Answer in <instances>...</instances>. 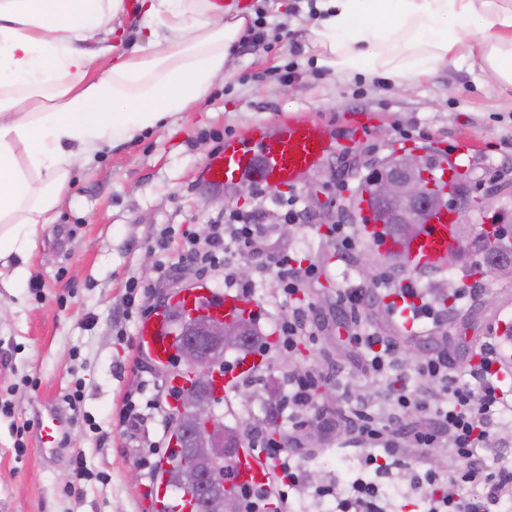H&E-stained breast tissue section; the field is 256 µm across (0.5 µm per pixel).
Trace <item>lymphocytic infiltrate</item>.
<instances>
[{
  "label": "lymphocytic infiltrate",
  "mask_w": 512,
  "mask_h": 512,
  "mask_svg": "<svg viewBox=\"0 0 512 512\" xmlns=\"http://www.w3.org/2000/svg\"><path fill=\"white\" fill-rule=\"evenodd\" d=\"M266 207L242 213L226 211L224 220L212 224L207 238L199 240L185 234V244L177 253V263L199 272L223 270L224 285L238 288L245 296L254 295L256 280L238 277L234 262L253 260L260 275L275 274L280 288L277 299L286 303L301 288L317 280L321 268L305 263L288 248L275 245L274 225L268 224ZM400 311L416 326L419 334L443 332L448 323L445 313L422 300L412 283L393 291ZM372 289L355 284L339 289L337 300L348 316L352 336L363 350L371 372L387 378L395 367L398 346L393 337L383 336L364 324V311L374 301ZM416 376L435 387L428 394L407 383H391L387 397L393 406L388 418L372 412L368 402L353 410L349 425L361 447L364 474L346 487L324 485L315 493L336 502V512H386L382 479L391 477L400 466L405 448L418 449L409 487L420 492L425 512H499L501 502L512 500V465L490 466L488 457L496 455L498 444L492 433L503 413L512 411V392L500 385L501 368L489 345H482L477 360L467 373H460L447 351L424 355L413 368ZM330 372L304 369L285 379L288 388V419L293 429L306 425L320 411V387L330 380ZM254 447L264 456L270 473L276 474L282 488L280 500L289 491L306 487L304 469L291 465L299 453L295 437L272 433L263 422L249 430ZM449 450L447 464H439L428 449Z\"/></svg>",
  "instance_id": "f902f5d3"
}]
</instances>
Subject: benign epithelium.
<instances>
[{
    "label": "benign epithelium",
    "mask_w": 512,
    "mask_h": 512,
    "mask_svg": "<svg viewBox=\"0 0 512 512\" xmlns=\"http://www.w3.org/2000/svg\"><path fill=\"white\" fill-rule=\"evenodd\" d=\"M373 183L383 207L380 223L401 225L407 239L412 238L414 228L429 223L432 216L441 210L454 216L456 231L464 238L469 233V225L465 224L468 212L477 208L486 212L493 210L494 195L490 192L484 197H476L466 206L459 204L451 193L437 192L432 174L425 168L420 153L402 155L393 162L378 166L373 173ZM185 318L188 329L180 360L196 372L201 381L211 384L214 358L202 352L197 337L243 336L247 321L235 323L213 317L199 322L197 316L188 314ZM194 403L192 394L184 395L183 404L188 409L177 414V424L212 464L230 467L235 449L224 447L223 417L211 409L200 412L190 408Z\"/></svg>",
    "instance_id": "benign-epithelium-1"
}]
</instances>
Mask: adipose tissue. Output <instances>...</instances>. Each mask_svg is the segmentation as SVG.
Returning <instances> with one entry per match:
<instances>
[{
    "label": "adipose tissue",
    "mask_w": 512,
    "mask_h": 512,
    "mask_svg": "<svg viewBox=\"0 0 512 512\" xmlns=\"http://www.w3.org/2000/svg\"><path fill=\"white\" fill-rule=\"evenodd\" d=\"M316 62L409 87L463 62L512 91V0H317ZM0 0V261L28 277L75 167L201 102L233 59L248 0ZM488 38L472 44L474 30Z\"/></svg>",
    "instance_id": "1"
}]
</instances>
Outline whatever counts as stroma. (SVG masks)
Returning a JSON list of instances; mask_svg holds the SVG:
<instances>
[{"label": "stroma", "mask_w": 512, "mask_h": 512, "mask_svg": "<svg viewBox=\"0 0 512 512\" xmlns=\"http://www.w3.org/2000/svg\"><path fill=\"white\" fill-rule=\"evenodd\" d=\"M249 2L256 39L248 54L234 55L231 70L175 125L158 126L75 169L51 216V230L42 233L29 257V280L0 281V512H151L154 475L167 454L156 442L169 425L146 403L167 394L172 381L157 372L137 340L141 316L123 326L117 317L132 277L149 283L136 301L150 308L161 295L202 282L223 291L222 279L206 280L191 270L156 283L162 255L154 239L167 225L197 235L223 219L225 207L242 212L255 207L252 191L201 184L207 159L225 138L254 125L301 116L342 137L353 133L362 116L373 118L364 139L350 150L326 155L296 188L269 192L278 200L299 198L305 208L304 223L293 225L281 241L324 268L294 300L298 306L314 304L319 328L300 351L285 354L276 340L288 310L273 303L279 283L266 277L255 295L256 324L269 346L266 363L250 384V403L236 393L221 399L217 409L226 425L243 430L262 418L268 389L298 366L333 368L322 400L332 422L360 399L380 417L391 414L387 382L364 374L361 351L336 304L337 289L361 279L362 268L380 281L412 280L428 300L448 308V343L417 336L402 342V349L426 354L444 346L461 368L477 345L512 323V282L472 274L479 255L465 252L451 268L414 274L402 261L384 262L377 248L364 243L347 266L337 262L321 221L325 214L346 215L352 232L362 235L349 198L372 162L406 143L456 154L474 193L495 182L512 187V103L500 88L464 65L442 69L409 89L382 76L341 80L316 65L307 40L315 0ZM478 281L485 288L482 299L454 301L462 284ZM77 382L81 417L70 429L71 441L57 448L53 459H44L39 415L50 403L68 410L66 397ZM130 399L144 413L135 427L123 419ZM358 454L353 435L332 425L310 446L305 463L313 483L343 485L361 473ZM81 468L88 479L77 480Z\"/></svg>", "instance_id": "35a3bbf8"}]
</instances>
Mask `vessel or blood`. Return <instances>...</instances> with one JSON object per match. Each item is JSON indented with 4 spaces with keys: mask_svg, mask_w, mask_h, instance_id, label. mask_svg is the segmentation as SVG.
Segmentation results:
<instances>
[{
    "mask_svg": "<svg viewBox=\"0 0 512 512\" xmlns=\"http://www.w3.org/2000/svg\"><path fill=\"white\" fill-rule=\"evenodd\" d=\"M339 147V141L328 127L307 119L291 117L273 127L256 125L243 134L225 140L223 148L208 159L203 180L213 188H229L244 183L270 188L295 187L328 153ZM360 218L367 239L375 242L383 252H403L408 265L417 270L443 267L449 254L461 249L453 226L444 219L424 225L415 243L402 244L388 237H380L369 204H361ZM171 306L233 318L253 314L256 302L250 297L221 294L209 286L200 285L179 294ZM138 339L161 361L172 359L180 342L176 327L166 315L144 322L139 328ZM261 362V356H247L235 372L225 373L223 379L219 380L221 391H234L238 376L250 375ZM66 423L63 414L48 410L41 422L38 437L44 456L53 455L56 436ZM234 473V481L238 484H257L268 478L264 460L250 448L238 450Z\"/></svg>",
    "mask_w": 512,
    "mask_h": 512,
    "instance_id": "vessel-or-blood-1",
    "label": "vessel or blood"
}]
</instances>
